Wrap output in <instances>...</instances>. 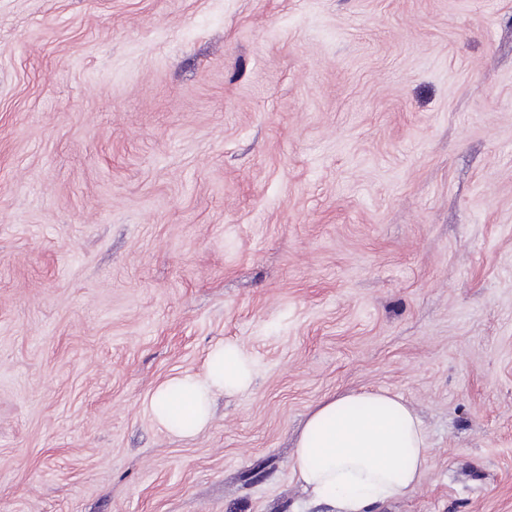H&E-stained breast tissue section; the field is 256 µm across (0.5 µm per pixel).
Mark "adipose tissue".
Wrapping results in <instances>:
<instances>
[{
  "label": "adipose tissue",
  "instance_id": "ef3b65f1",
  "mask_svg": "<svg viewBox=\"0 0 512 512\" xmlns=\"http://www.w3.org/2000/svg\"><path fill=\"white\" fill-rule=\"evenodd\" d=\"M254 361L240 345L214 346L199 374L172 378L151 400L158 424L177 437L208 425L216 394L247 392ZM430 448L421 421L401 399L361 391L322 401L295 447L292 472L311 500L330 512H372L420 484Z\"/></svg>",
  "mask_w": 512,
  "mask_h": 512
}]
</instances>
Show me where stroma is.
<instances>
[{
  "mask_svg": "<svg viewBox=\"0 0 512 512\" xmlns=\"http://www.w3.org/2000/svg\"><path fill=\"white\" fill-rule=\"evenodd\" d=\"M362 390L431 448L380 512H512V0H0V512H321ZM254 380V361L236 343L214 346L200 374L172 378L160 385L151 400L158 424L177 437H189L208 425L218 393L227 396L247 392Z\"/></svg>",
  "mask_w": 512,
  "mask_h": 512,
  "instance_id": "stroma-1",
  "label": "stroma"
}]
</instances>
